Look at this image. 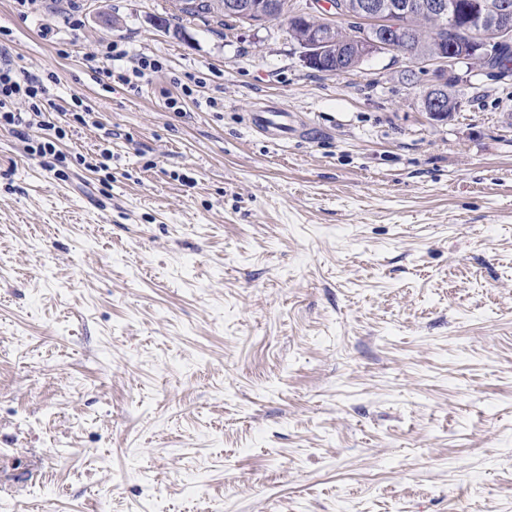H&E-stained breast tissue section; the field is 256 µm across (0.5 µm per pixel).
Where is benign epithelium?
Masks as SVG:
<instances>
[{"mask_svg":"<svg viewBox=\"0 0 512 512\" xmlns=\"http://www.w3.org/2000/svg\"><path fill=\"white\" fill-rule=\"evenodd\" d=\"M226 7L242 16L244 25L255 28L269 24L273 13V5L264 2L229 0ZM422 8L435 17L448 19V50L440 52L435 60H423V64L434 67L436 75L424 100L425 107L431 119L441 122L448 119L444 106L448 87L462 81L459 64L474 62L483 66L493 55L491 44L512 37V22L508 20V4L491 0H470L462 15L448 9L443 0H429ZM304 13L303 21L310 30L302 41L303 59L306 66L312 67L336 53V43L331 34L315 30L319 19L317 10L308 6ZM355 13V21L362 28L348 41L350 62L379 54L406 53L412 31L404 20L397 18L399 11L395 4L389 0H359L355 3Z\"/></svg>","mask_w":512,"mask_h":512,"instance_id":"obj_1","label":"benign epithelium"}]
</instances>
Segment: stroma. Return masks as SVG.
<instances>
[{"instance_id": "1", "label": "stroma", "mask_w": 512, "mask_h": 512, "mask_svg": "<svg viewBox=\"0 0 512 512\" xmlns=\"http://www.w3.org/2000/svg\"><path fill=\"white\" fill-rule=\"evenodd\" d=\"M164 6L0 0L67 131L52 172L0 126V512H512V76L435 123L405 56ZM106 49L107 51L103 52L101 57L104 61H119L126 57V52L124 50H118V44H112V46L107 47ZM103 60H100V58L95 54L86 56L87 62L94 63V65H91V68L95 70L96 73L102 74L108 79H112V76L114 77L112 66H109L108 64L105 65ZM100 63L102 66H100ZM95 65L97 66L94 67ZM251 114L252 129L281 139H288V135L308 132V129L299 131V128L290 124L288 111L274 106H264L254 109Z\"/></svg>"}]
</instances>
